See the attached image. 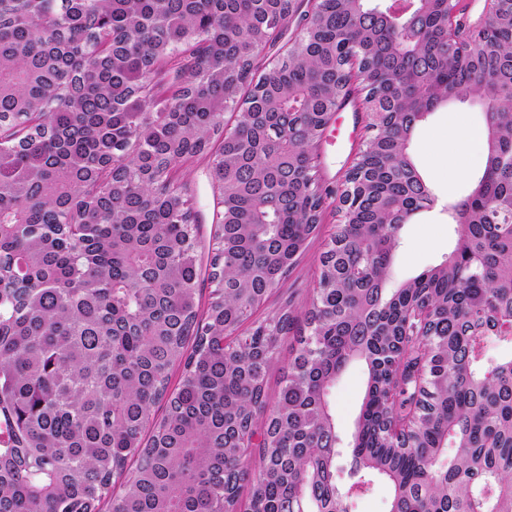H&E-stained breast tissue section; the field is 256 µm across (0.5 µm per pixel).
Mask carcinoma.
Returning <instances> with one entry per match:
<instances>
[{
    "label": "carcinoma",
    "mask_w": 512,
    "mask_h": 512,
    "mask_svg": "<svg viewBox=\"0 0 512 512\" xmlns=\"http://www.w3.org/2000/svg\"><path fill=\"white\" fill-rule=\"evenodd\" d=\"M391 8L320 0L260 73L296 0H0V512H240L245 489V512H348L329 391L355 360L354 484L387 479L390 512H512V354H486L512 345V0L473 52L449 0ZM354 77L380 116L349 214L304 314L260 320L319 229L310 157ZM419 85L488 113L450 208L479 265L391 288L399 211L431 202L402 151ZM199 155L224 207L205 308L174 179ZM292 346H294V342L289 336L285 337L281 342L278 354L279 364L275 366L267 376V391L270 395H274L279 389L281 375L279 368L288 364V359H290L293 354Z\"/></svg>",
    "instance_id": "cac0c4a2"
}]
</instances>
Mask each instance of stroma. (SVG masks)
<instances>
[{
  "label": "stroma",
  "instance_id": "35a3bbf8",
  "mask_svg": "<svg viewBox=\"0 0 512 512\" xmlns=\"http://www.w3.org/2000/svg\"><path fill=\"white\" fill-rule=\"evenodd\" d=\"M362 99L361 92H353L346 106L334 114L316 151V178L325 193L320 231L308 241L287 279L273 291L264 307L265 312H274L287 301L299 312L308 307L319 256L342 221L336 191L371 137V119L363 108ZM454 121L463 127L480 130L485 126V114L478 103L450 101L431 112L411 135L408 153L429 187L433 204L414 216L401 230L392 267L394 283L406 281L440 264L456 245L457 235L448 216V207L471 191L484 167V151L449 135L448 128ZM443 139L448 142V154L444 157L437 151V143ZM457 163L465 167L464 175H456L453 166ZM175 179L186 185L193 202L200 301L205 304L211 292L208 273L216 214L221 209L208 159L202 157L186 163L176 171ZM365 379L363 367L353 363L331 389V410L339 434L346 443L352 440Z\"/></svg>",
  "mask_w": 512,
  "mask_h": 512
}]
</instances>
